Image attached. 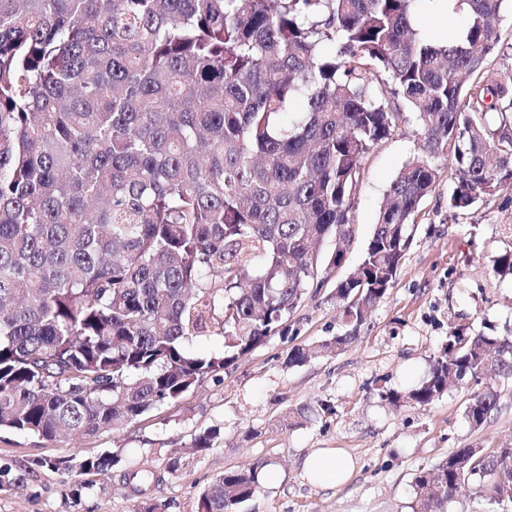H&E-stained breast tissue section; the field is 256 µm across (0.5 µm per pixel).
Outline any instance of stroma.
Wrapping results in <instances>:
<instances>
[{
    "instance_id": "1",
    "label": "stroma",
    "mask_w": 512,
    "mask_h": 512,
    "mask_svg": "<svg viewBox=\"0 0 512 512\" xmlns=\"http://www.w3.org/2000/svg\"><path fill=\"white\" fill-rule=\"evenodd\" d=\"M397 108L403 114L398 130L365 160L341 266L321 287L308 288L283 334L120 432L46 441L0 430V462L24 478L23 485L0 489V512H139L145 501L157 504L158 512H198V496L213 480L258 460L276 477L261 480L241 512H411L419 470L457 448H512L510 378L468 381L421 407H399L388 398L427 375L451 328L512 336V279L492 272L494 257L512 243L501 234L502 225L512 224V188L484 197L471 210L451 208L449 160L430 155L406 101L398 100ZM416 156L430 157L440 180L409 229L393 287L345 350L286 364L292 347L345 333L336 281L361 262L389 183ZM489 388L499 394L498 407L473 427L465 409ZM324 403L329 412L321 411ZM213 426L220 429L213 449L169 473V457L188 455L195 436ZM320 448L353 457L348 482L331 488L309 482L303 463ZM105 452L118 453L120 463L94 476L91 492L73 495L76 474L67 461ZM37 458L54 464L34 468ZM135 466L156 475L140 492L123 483L124 472Z\"/></svg>"
}]
</instances>
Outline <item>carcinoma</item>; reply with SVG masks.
Wrapping results in <instances>:
<instances>
[{
	"label": "carcinoma",
	"instance_id": "carcinoma-1",
	"mask_svg": "<svg viewBox=\"0 0 512 512\" xmlns=\"http://www.w3.org/2000/svg\"><path fill=\"white\" fill-rule=\"evenodd\" d=\"M416 2L0 0L1 430L116 433L283 332L343 257L400 97L450 158V207L512 187V68L488 69L505 0H455L466 26L451 43L420 32ZM439 177L424 158L400 169L361 263L336 281L350 330L288 363L358 339ZM494 272L512 277V247ZM213 336L222 351L195 352ZM485 374L512 377V336L456 329L393 402L429 405ZM497 405L494 390L475 396L470 423ZM218 436H196L194 453ZM118 462L83 458L77 473ZM263 468L224 471L198 512H237ZM506 483L512 448H459L416 475L411 509L448 512L466 484L512 503Z\"/></svg>",
	"mask_w": 512,
	"mask_h": 512
}]
</instances>
